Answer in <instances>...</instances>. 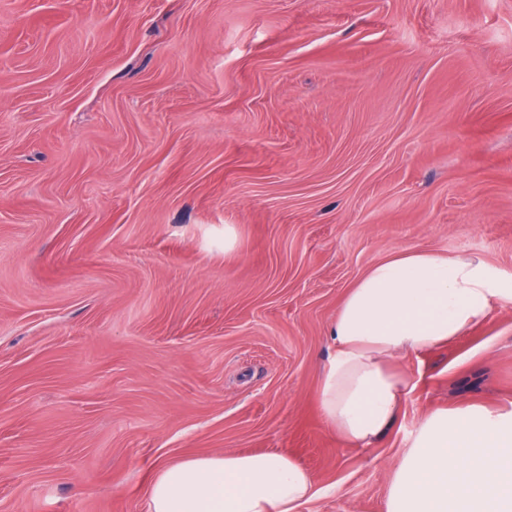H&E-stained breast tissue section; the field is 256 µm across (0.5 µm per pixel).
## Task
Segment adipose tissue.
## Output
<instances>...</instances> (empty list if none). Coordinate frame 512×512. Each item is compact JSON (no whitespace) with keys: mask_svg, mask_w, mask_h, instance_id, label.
Masks as SVG:
<instances>
[{"mask_svg":"<svg viewBox=\"0 0 512 512\" xmlns=\"http://www.w3.org/2000/svg\"><path fill=\"white\" fill-rule=\"evenodd\" d=\"M512 302L481 258L404 249L348 290L330 329L334 352L319 399L327 425L368 447L395 422L414 390L391 364L463 336L493 306ZM319 493L295 458L224 454L160 464L147 512H301ZM387 512H512V413L482 408L424 417L394 467Z\"/></svg>","mask_w":512,"mask_h":512,"instance_id":"1","label":"adipose tissue"}]
</instances>
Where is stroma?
Listing matches in <instances>:
<instances>
[{
  "label": "stroma",
  "instance_id": "1",
  "mask_svg": "<svg viewBox=\"0 0 512 512\" xmlns=\"http://www.w3.org/2000/svg\"><path fill=\"white\" fill-rule=\"evenodd\" d=\"M405 248L512 282V0H0V512H145L224 453L386 512L423 417L512 412L504 305L397 360L370 447L323 421L336 310Z\"/></svg>",
  "mask_w": 512,
  "mask_h": 512
}]
</instances>
